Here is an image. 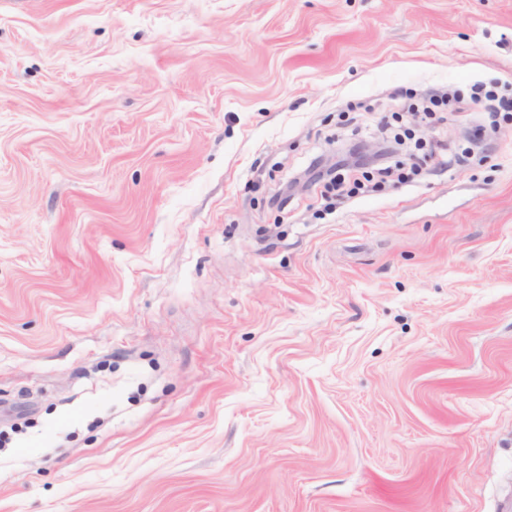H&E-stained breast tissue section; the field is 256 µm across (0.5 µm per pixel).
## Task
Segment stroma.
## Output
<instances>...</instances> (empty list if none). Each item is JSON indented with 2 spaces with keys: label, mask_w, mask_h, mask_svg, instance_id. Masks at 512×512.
<instances>
[{
  "label": "stroma",
  "mask_w": 512,
  "mask_h": 512,
  "mask_svg": "<svg viewBox=\"0 0 512 512\" xmlns=\"http://www.w3.org/2000/svg\"><path fill=\"white\" fill-rule=\"evenodd\" d=\"M478 85L512 0H0V512H512ZM355 141L399 170L270 205Z\"/></svg>",
  "instance_id": "35a3bbf8"
}]
</instances>
